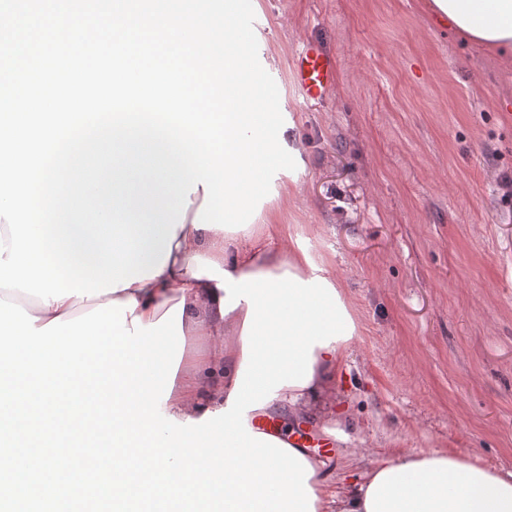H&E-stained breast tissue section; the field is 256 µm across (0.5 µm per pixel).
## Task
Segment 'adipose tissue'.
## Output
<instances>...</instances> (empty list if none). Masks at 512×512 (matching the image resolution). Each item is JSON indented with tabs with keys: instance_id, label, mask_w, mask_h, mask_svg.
Masks as SVG:
<instances>
[{
	"instance_id": "1",
	"label": "adipose tissue",
	"mask_w": 512,
	"mask_h": 512,
	"mask_svg": "<svg viewBox=\"0 0 512 512\" xmlns=\"http://www.w3.org/2000/svg\"><path fill=\"white\" fill-rule=\"evenodd\" d=\"M431 10L475 45L512 53V0H432ZM182 225L175 231L171 253L154 277L119 286L104 302L136 301L135 316L142 324L157 322L176 304H183L182 329L186 342H204V355L185 358V370L174 380L172 393L162 404L177 420L201 419L204 401H223L232 393L243 361L242 332L248 312L239 304L222 313L224 289L208 277H197L198 259L217 262L234 278L284 273L308 281L322 277L335 282V274L314 262L307 248L291 245L280 253H243L229 256L233 238L220 229L195 227L194 219L204 191L190 196ZM345 340L315 348L312 375L306 385L285 386L279 402L290 417L311 415L315 407H334L336 375L345 359ZM349 466L362 472L358 482L344 489L331 488L320 475L308 484L316 500L315 512H512V472L493 471L459 455L432 450L417 456L395 457L375 464L352 451Z\"/></svg>"
}]
</instances>
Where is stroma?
Masks as SVG:
<instances>
[{"mask_svg": "<svg viewBox=\"0 0 512 512\" xmlns=\"http://www.w3.org/2000/svg\"><path fill=\"white\" fill-rule=\"evenodd\" d=\"M430 0H254L262 67L300 153L241 251L305 245L340 282L357 333L340 411L292 422L329 439V484L368 460L447 449L512 471V55L438 25ZM336 63L319 103L291 71L303 41Z\"/></svg>", "mask_w": 512, "mask_h": 512, "instance_id": "1", "label": "stroma"}]
</instances>
